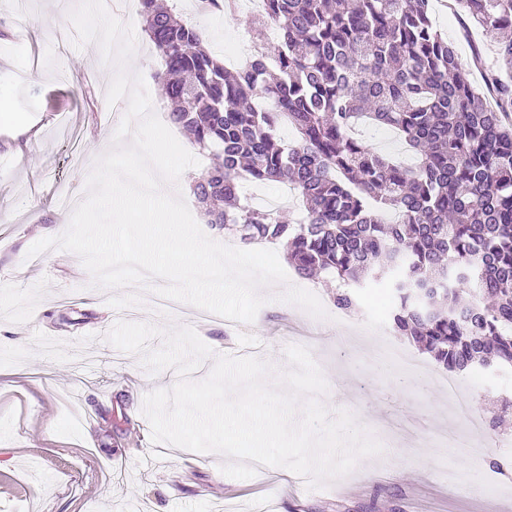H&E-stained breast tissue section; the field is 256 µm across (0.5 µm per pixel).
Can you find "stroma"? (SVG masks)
<instances>
[{"label":"stroma","mask_w":512,"mask_h":512,"mask_svg":"<svg viewBox=\"0 0 512 512\" xmlns=\"http://www.w3.org/2000/svg\"><path fill=\"white\" fill-rule=\"evenodd\" d=\"M175 0L182 19L223 54L246 29L248 12L226 15ZM79 0H0V512H512V415L483 439L481 464L463 448H444L436 433L448 426V397L432 358L395 334L393 291L364 283L348 313L334 306L333 284L292 277L318 296L327 316L311 317L277 299L253 323L217 315L194 317L191 305L159 306L150 288L94 286L80 258L52 249L30 261L27 252L69 225L61 192L84 198L98 145H112L125 111L110 108L111 73L99 69L97 43L78 44L70 20ZM438 31L456 48L471 80L485 39L465 27L444 0H431ZM127 69L141 74L159 117L169 106L158 88L163 64L148 37ZM190 326L218 355L259 356L286 368L285 350L307 338L328 384L322 402L346 410L382 446L349 475L322 489L295 473L260 466L253 478L226 476L225 456L151 441L145 396L169 388L167 371L150 373L139 355L106 339L116 322ZM420 362L400 373L386 347ZM477 415L512 400V369L473 368L459 375ZM503 463L500 496L481 488L490 461Z\"/></svg>","instance_id":"obj_1"}]
</instances>
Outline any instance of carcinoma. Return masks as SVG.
I'll use <instances>...</instances> for the list:
<instances>
[{"label": "carcinoma", "instance_id": "obj_1", "mask_svg": "<svg viewBox=\"0 0 512 512\" xmlns=\"http://www.w3.org/2000/svg\"><path fill=\"white\" fill-rule=\"evenodd\" d=\"M138 2L168 119L220 158L192 185L207 223L282 245L303 278L335 279L339 310L362 280L389 281L394 330L449 372L512 369V0L450 7L493 42L482 87L430 0H265L248 27L261 41L279 32L276 66L259 48L232 71L175 8ZM366 123L396 130L416 163L353 139ZM246 178L291 185L303 217L249 205Z\"/></svg>", "mask_w": 512, "mask_h": 512}]
</instances>
